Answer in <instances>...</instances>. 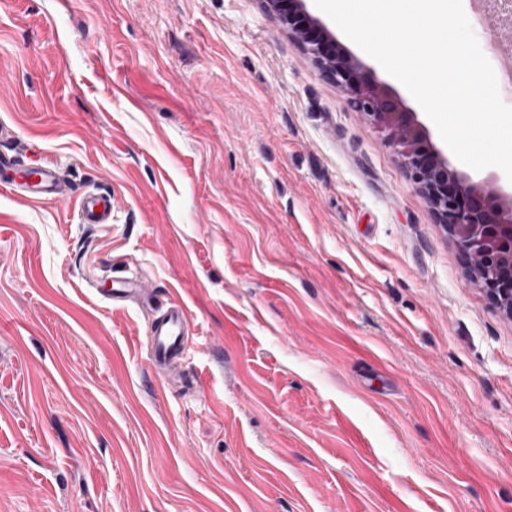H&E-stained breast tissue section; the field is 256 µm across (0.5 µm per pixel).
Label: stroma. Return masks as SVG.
<instances>
[{
    "label": "stroma",
    "instance_id": "obj_1",
    "mask_svg": "<svg viewBox=\"0 0 512 512\" xmlns=\"http://www.w3.org/2000/svg\"><path fill=\"white\" fill-rule=\"evenodd\" d=\"M18 146L72 196L0 190V512H512V316L261 0H0ZM77 212L82 224L111 223L112 195L108 192L85 194L78 201ZM189 320L185 309L176 302L155 321L146 336V345L153 365L164 368L175 363L183 351Z\"/></svg>",
    "mask_w": 512,
    "mask_h": 512
}]
</instances>
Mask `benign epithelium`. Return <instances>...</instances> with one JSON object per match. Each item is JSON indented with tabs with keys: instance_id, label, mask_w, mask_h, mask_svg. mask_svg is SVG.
<instances>
[{
	"instance_id": "obj_1",
	"label": "benign epithelium",
	"mask_w": 512,
	"mask_h": 512,
	"mask_svg": "<svg viewBox=\"0 0 512 512\" xmlns=\"http://www.w3.org/2000/svg\"><path fill=\"white\" fill-rule=\"evenodd\" d=\"M261 2L347 93L353 108L386 133L439 223L472 258L479 279L512 316V207L489 183L459 176L386 85L365 77L358 61L340 52L325 27L306 13L303 0Z\"/></svg>"
}]
</instances>
